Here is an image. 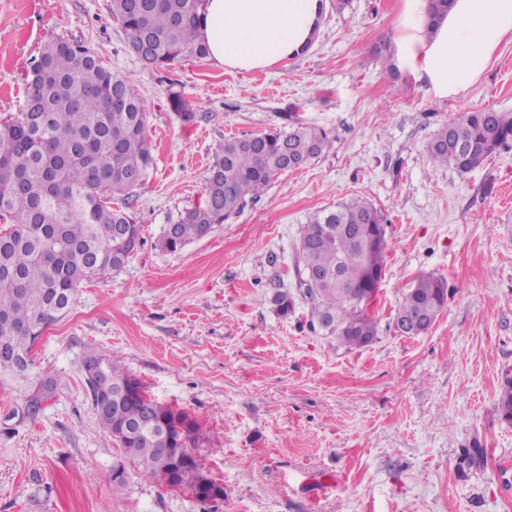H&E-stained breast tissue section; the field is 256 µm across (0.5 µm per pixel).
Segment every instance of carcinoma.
<instances>
[{
    "label": "carcinoma",
    "instance_id": "obj_1",
    "mask_svg": "<svg viewBox=\"0 0 512 512\" xmlns=\"http://www.w3.org/2000/svg\"><path fill=\"white\" fill-rule=\"evenodd\" d=\"M202 0H112V18L149 67L169 68L186 57L203 59L208 47L194 21ZM170 108L184 123L193 108L177 91ZM512 140V118L493 108L467 112L443 124L427 145L437 166L468 173ZM328 144L324 130L296 126L224 140L205 186L204 202L181 212L162 229L160 248L176 252L206 236L259 199L284 171L319 157ZM153 163L146 112L132 82L105 67L90 48L64 39L46 42L26 83L20 112L0 120V377L25 379L45 331L70 310L82 283L106 280L142 242L130 199ZM381 238L369 253L350 242L345 228ZM384 218L368 200L351 199L315 213L300 237L298 291L310 303L309 327L321 329L350 349L378 333L369 314L384 275ZM444 279L419 276L399 302L396 318L436 319L445 307ZM278 314L295 312L290 291L274 297ZM105 371L84 379L104 434L145 478L165 480L180 456V485L197 493L204 478L189 448L199 424L183 410L155 400L120 361L96 351ZM134 384L121 401L131 433L119 437L112 388ZM512 421V380L499 397Z\"/></svg>",
    "mask_w": 512,
    "mask_h": 512
}]
</instances>
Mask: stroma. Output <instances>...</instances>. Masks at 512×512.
<instances>
[{"label": "stroma", "mask_w": 512, "mask_h": 512, "mask_svg": "<svg viewBox=\"0 0 512 512\" xmlns=\"http://www.w3.org/2000/svg\"><path fill=\"white\" fill-rule=\"evenodd\" d=\"M323 0L302 55L228 72L210 59L146 68L111 0H0V117L18 111L39 48L62 38L131 79L147 112L153 164L131 202L144 243L110 279L79 288L34 349L35 378L59 384L38 415L0 380V512H204L189 491L129 467L104 435L80 368L118 357L157 401L186 411L201 471L224 486L219 512H512V422L498 399L512 379V147L461 174L427 143L449 118L492 107L512 116V43L461 96L440 99L386 67L401 0ZM180 92L196 118L168 106ZM324 129L330 145L265 195L170 253L165 224L201 203L225 139ZM354 197L386 219L375 342L349 349L308 326L295 290L296 246L317 211ZM448 286L424 335L394 314L416 277Z\"/></svg>", "instance_id": "stroma-1"}]
</instances>
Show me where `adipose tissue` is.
I'll list each match as a JSON object with an SVG mask.
<instances>
[{
  "label": "adipose tissue",
  "mask_w": 512,
  "mask_h": 512,
  "mask_svg": "<svg viewBox=\"0 0 512 512\" xmlns=\"http://www.w3.org/2000/svg\"><path fill=\"white\" fill-rule=\"evenodd\" d=\"M430 0H402L396 62L439 98L477 81L504 40H512V0H450L429 26ZM321 0H203L195 21L216 66L250 72L296 57L320 27Z\"/></svg>",
  "instance_id": "1"
}]
</instances>
